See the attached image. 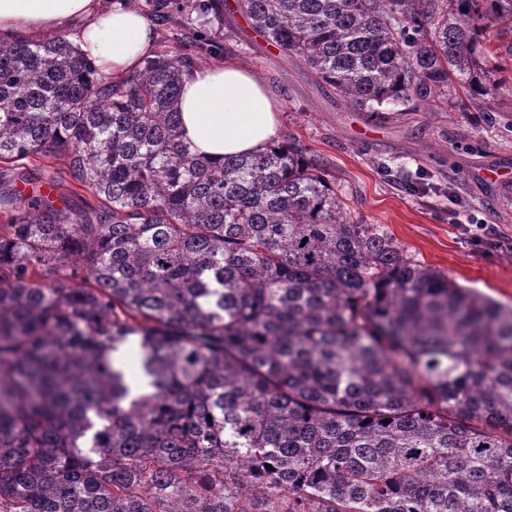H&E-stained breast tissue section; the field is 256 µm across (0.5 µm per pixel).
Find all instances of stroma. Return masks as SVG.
I'll return each mask as SVG.
<instances>
[{
    "mask_svg": "<svg viewBox=\"0 0 512 512\" xmlns=\"http://www.w3.org/2000/svg\"><path fill=\"white\" fill-rule=\"evenodd\" d=\"M217 6L223 22L206 20L204 31L230 42L234 61L278 94L282 137L319 156L352 220L386 225L417 261L512 304V249L472 243L459 229L478 221L512 238V95L485 97L477 112L420 107L371 120L299 58L282 55L229 0Z\"/></svg>",
    "mask_w": 512,
    "mask_h": 512,
    "instance_id": "obj_1",
    "label": "stroma"
}]
</instances>
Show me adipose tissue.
Returning a JSON list of instances; mask_svg holds the SVG:
<instances>
[{
	"label": "adipose tissue",
	"mask_w": 512,
	"mask_h": 512,
	"mask_svg": "<svg viewBox=\"0 0 512 512\" xmlns=\"http://www.w3.org/2000/svg\"><path fill=\"white\" fill-rule=\"evenodd\" d=\"M78 25L80 52L115 78L140 69L155 48L154 26L139 12L100 0H0V32L54 37L62 23ZM181 132L197 154L213 161L259 155L280 135L277 94L232 59L184 70L179 86Z\"/></svg>",
	"instance_id": "ef3b65f1"
}]
</instances>
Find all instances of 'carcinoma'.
Wrapping results in <instances>:
<instances>
[{
    "label": "carcinoma",
    "instance_id": "cac0c4a2",
    "mask_svg": "<svg viewBox=\"0 0 512 512\" xmlns=\"http://www.w3.org/2000/svg\"><path fill=\"white\" fill-rule=\"evenodd\" d=\"M146 5L195 56L106 81L0 34V512H512V306L351 221L294 139L192 153L179 77L231 48L184 25L213 0ZM238 8L371 117L507 87L512 0Z\"/></svg>",
    "mask_w": 512,
    "mask_h": 512
}]
</instances>
